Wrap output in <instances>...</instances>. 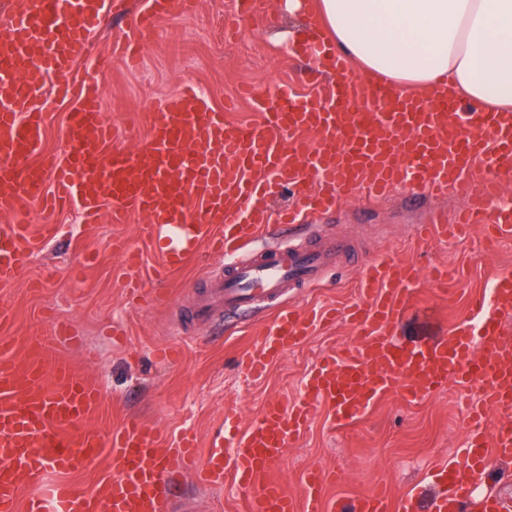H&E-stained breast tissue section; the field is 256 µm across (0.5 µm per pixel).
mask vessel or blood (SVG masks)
Returning a JSON list of instances; mask_svg holds the SVG:
<instances>
[{
    "instance_id": "b4317fda",
    "label": "vessel or blood",
    "mask_w": 512,
    "mask_h": 512,
    "mask_svg": "<svg viewBox=\"0 0 512 512\" xmlns=\"http://www.w3.org/2000/svg\"><path fill=\"white\" fill-rule=\"evenodd\" d=\"M170 0H146L127 16L124 38L111 57L77 70L91 50L90 35L107 16V0H0V213L23 202L67 204L87 222L109 216L147 218L144 231L161 271L182 269L201 249L218 255L224 272L200 291L195 318L242 317L259 301L278 299L320 280L343 256L330 242L307 249L288 237L297 215L271 223L259 201L292 191L305 214L329 212L344 198L385 199L422 187L439 200L466 186L477 164L487 175L469 194L454 222L440 215L421 225L419 240L466 233L484 224L512 236V209L497 205L499 175L512 170V113L462 110L446 92L401 94L370 74L352 78L349 59L319 35L309 50L335 77L324 97L281 88L275 100L256 99L257 123L231 127L193 88L151 109V136L137 151L112 145V128L98 91L112 61L133 64ZM70 112L63 148L41 155L43 115L38 100L48 77ZM300 212V213H301ZM260 244L251 253L250 244ZM38 242L29 225H0V287L14 284ZM490 292L475 294L466 320L446 340L408 349L396 328L418 294L414 265L384 257L363 262L361 303L343 311L282 310L246 352V368L262 379L287 351L307 342L326 322L342 318L355 336L343 350L323 352L290 402L268 398L257 421L224 427L200 447L184 434L161 447L153 427L128 422L107 437L86 427L100 401L97 387L53 353V337L34 340L21 365L0 362V512H172L165 487L193 473L205 484L233 480L251 490L247 512H327L325 491L335 471L311 470L300 493L278 475L285 453L306 432L318 408L334 428L365 416L386 395L419 402L447 382L478 388L469 431L456 462L442 467L445 494L431 512H471L479 482L493 464L512 459V274L490 271ZM108 444L114 472L89 491L64 481ZM60 479L49 482L50 473ZM27 497H20V490ZM482 512H512V501L486 500ZM413 501L393 503L387 488L360 497L357 512H411Z\"/></svg>"
}]
</instances>
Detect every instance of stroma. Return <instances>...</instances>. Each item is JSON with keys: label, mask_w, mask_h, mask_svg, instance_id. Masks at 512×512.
I'll use <instances>...</instances> for the list:
<instances>
[{"label": "stroma", "mask_w": 512, "mask_h": 512, "mask_svg": "<svg viewBox=\"0 0 512 512\" xmlns=\"http://www.w3.org/2000/svg\"><path fill=\"white\" fill-rule=\"evenodd\" d=\"M257 2L256 13L243 20L232 0H195L189 10H174L158 22L140 45L137 68L113 63L103 81L101 105L115 129V147L136 151L150 135L152 104L186 83L197 86L227 122L243 125L258 119L253 98L274 99L285 84L303 95L330 86L326 69L299 49L311 21L307 9L291 13L286 0ZM42 110V148L54 152L65 134L69 105L48 88ZM463 204L460 194L438 203L403 196L371 205L352 200L310 216L309 233L320 242L347 243L365 260L390 257L423 271L437 265L453 271L448 296L425 288L401 325L399 338L407 347L424 346L447 336L449 328L467 316L470 293L487 286V268L512 272V238L491 247L480 228L464 239L415 246V227L430 209L451 214ZM4 223L27 224L38 234L47 224L61 228L30 257L12 287L0 288V311L5 314L0 337L11 341L8 356L22 362L34 339L65 330L56 351L98 386L101 401L90 424L103 435L123 421L135 420L152 425L165 446L185 430L209 441L222 425L226 408H235L243 422L257 420L265 399L298 396L319 354L354 338L347 325L336 324L282 356L265 379L255 381L241 361L252 330L264 327L271 312L257 310L242 324L225 317L209 324L186 318L196 289L222 271L216 256L204 251L169 276L138 278L113 243L127 240L141 251L144 268L153 267L158 257L141 234L139 217L87 228L76 209L50 215L29 202L17 214L0 215V225ZM359 273L352 262H342L328 268L318 286L291 291L286 302L317 308L358 302ZM158 292L168 295L167 304L154 302ZM159 347H177L181 354L161 361L155 356ZM457 391L451 383L418 403L384 396L363 419L343 430L332 429L326 412H318L286 452L284 484L299 492L307 469L330 467L340 479L326 495L337 505L350 504L383 483L393 496L412 494L415 512H430L439 490L433 465L456 460L465 435ZM182 493L194 512H245L246 490L211 489L191 473L182 479Z\"/></svg>", "instance_id": "stroma-1"}]
</instances>
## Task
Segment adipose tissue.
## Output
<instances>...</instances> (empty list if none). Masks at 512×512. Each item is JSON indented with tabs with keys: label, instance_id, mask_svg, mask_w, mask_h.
Returning a JSON list of instances; mask_svg holds the SVG:
<instances>
[{
	"label": "adipose tissue",
	"instance_id": "ef3b65f1",
	"mask_svg": "<svg viewBox=\"0 0 512 512\" xmlns=\"http://www.w3.org/2000/svg\"><path fill=\"white\" fill-rule=\"evenodd\" d=\"M317 13L362 73L512 111V0H319Z\"/></svg>",
	"mask_w": 512,
	"mask_h": 512
}]
</instances>
